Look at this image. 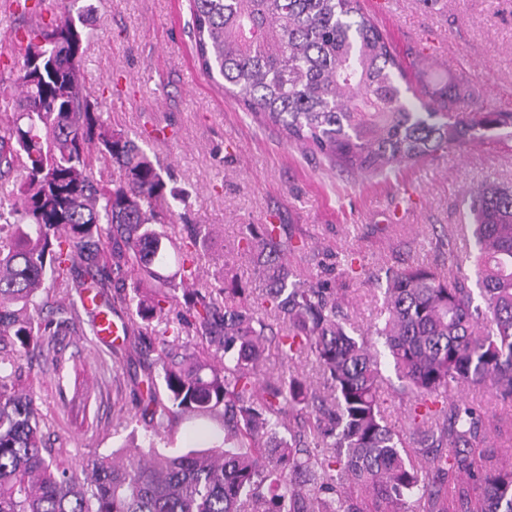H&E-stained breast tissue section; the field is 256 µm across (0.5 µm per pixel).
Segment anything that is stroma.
I'll use <instances>...</instances> for the list:
<instances>
[{"label": "stroma", "mask_w": 512, "mask_h": 512, "mask_svg": "<svg viewBox=\"0 0 512 512\" xmlns=\"http://www.w3.org/2000/svg\"><path fill=\"white\" fill-rule=\"evenodd\" d=\"M363 7L407 52L425 91L446 77L461 82L467 111L512 112V0H390L383 10L363 0ZM72 12L91 32L80 76L85 95L105 123L142 138L149 156L188 192L190 223L210 231L195 259L203 284H214L225 263L243 283L253 282L254 261L234 252V243L246 225L283 224L299 244L289 264L305 277L335 282L364 333L380 312L376 280L406 264L454 272L473 249L468 192L489 182L512 185V139L505 136L386 177L340 170L288 143L199 68L189 0H75ZM21 366L47 444L66 449L74 472L95 454L125 460L153 444L179 455L223 438L219 420L184 414L152 440L135 381L160 372L155 354L112 352L89 323L48 337ZM118 398L128 411L121 420L113 410ZM447 398L487 411L489 449L512 457V402L474 387H451Z\"/></svg>", "instance_id": "stroma-1"}]
</instances>
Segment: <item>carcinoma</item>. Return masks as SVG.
<instances>
[{
	"label": "carcinoma",
	"mask_w": 512,
	"mask_h": 512,
	"mask_svg": "<svg viewBox=\"0 0 512 512\" xmlns=\"http://www.w3.org/2000/svg\"><path fill=\"white\" fill-rule=\"evenodd\" d=\"M33 24L10 40L0 84V512H512V459L485 454L487 413L438 406L453 385L512 401V186L469 194L476 255L470 277L423 265L386 275L383 318L356 338L328 280H301L282 224H248L237 250L253 257L259 285L222 270L217 290L197 283L194 254L209 232L183 224L188 194L82 94L90 32L60 0H15ZM195 56L242 109L335 166L383 174L439 151L512 137V112L463 111L456 83L414 88L361 0H192ZM412 97H403V92ZM20 175V200L3 188ZM181 265L165 272L169 251ZM68 303L47 311L52 289ZM94 288L128 317L132 350L159 349L160 398L147 375L141 414L154 436L183 413L219 415L224 440L129 463L93 458L79 476L63 449L46 447L33 398L19 391V361L51 328L83 321ZM173 335L224 348V367L173 351ZM282 358L312 355L323 388L290 376L257 388L266 343ZM392 369L410 424L384 415ZM457 476L428 487L426 469Z\"/></svg>",
	"instance_id": "obj_1"
}]
</instances>
